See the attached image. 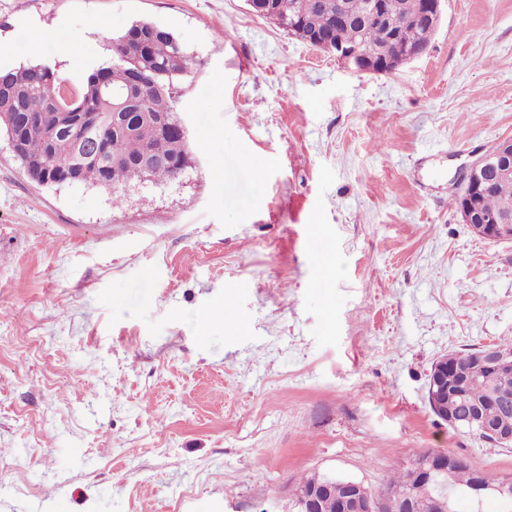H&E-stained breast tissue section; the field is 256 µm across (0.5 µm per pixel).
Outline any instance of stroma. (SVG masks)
I'll list each match as a JSON object with an SVG mask.
<instances>
[{"instance_id":"1","label":"stroma","mask_w":512,"mask_h":512,"mask_svg":"<svg viewBox=\"0 0 512 512\" xmlns=\"http://www.w3.org/2000/svg\"><path fill=\"white\" fill-rule=\"evenodd\" d=\"M142 18L195 56L179 179L116 208L32 181L0 130V512H293L303 477L376 487L427 451L512 478L427 401L437 359L512 343V242L453 203L512 138V0H447L389 75L245 0H0V52L77 81L63 40Z\"/></svg>"}]
</instances>
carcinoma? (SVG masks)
<instances>
[{"instance_id":"carcinoma-1","label":"carcinoma","mask_w":512,"mask_h":512,"mask_svg":"<svg viewBox=\"0 0 512 512\" xmlns=\"http://www.w3.org/2000/svg\"><path fill=\"white\" fill-rule=\"evenodd\" d=\"M352 14L346 25L336 24V0H282L288 12L299 16L300 31H320L346 46H362L375 51L378 58L393 57L405 46L428 48L435 28L418 18L425 11V0H383L384 12L395 26L396 38L384 25H362L367 0H344ZM144 38V49L139 55L120 57L117 46L132 36ZM110 63L96 69L88 78L74 82L58 74L56 67L47 62L21 67L0 75V110L11 113L13 126L20 127L22 158L20 163L27 175L36 183L69 185L63 178V167L76 155L84 152L89 158L76 184L96 185L112 190V206L123 204L127 188L141 181V174L131 163L134 156L146 152L157 159L148 173L150 182L157 184L178 179L192 163L188 139L175 135L158 125L149 116L166 115L176 118L178 81L194 64V56L169 30L150 20L131 23L108 45ZM145 69L152 78L151 85L140 87L133 83L135 73ZM101 76L112 83V91H129V101L124 115L112 119V100L102 96L96 84ZM70 87L73 98L66 105V113L53 115L52 105L62 101L65 87ZM82 113L98 118V127L90 132L77 121ZM50 121L59 126L56 135L43 136L41 123ZM105 150L121 160L115 168L104 167L95 161V154ZM481 211L498 214L512 206V181L502 182L487 190L479 200ZM482 348L466 352H451L448 361V388L456 387L458 378L467 376L463 390L469 407L448 401V414L459 420L458 429L491 447L501 442L481 430V425L471 424L467 417L477 413L482 420L493 422L499 417V407L491 393L506 389L512 392V368H483L479 364ZM474 469L466 462L456 467L448 486L434 492V497L445 500L449 495L456 499L465 496L472 482ZM412 467L390 477L375 491L379 501H390L392 508L382 510L400 512L398 496L409 488Z\"/></svg>"}]
</instances>
